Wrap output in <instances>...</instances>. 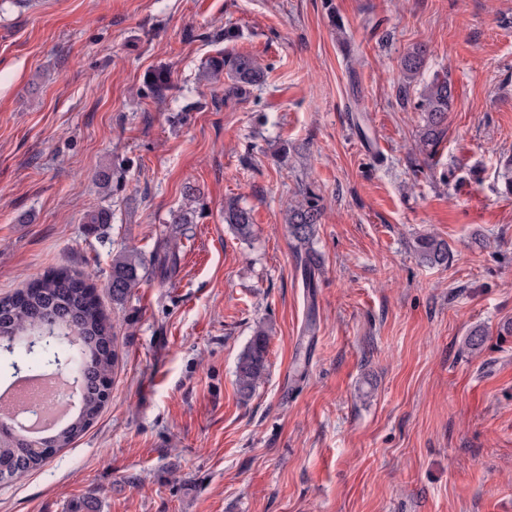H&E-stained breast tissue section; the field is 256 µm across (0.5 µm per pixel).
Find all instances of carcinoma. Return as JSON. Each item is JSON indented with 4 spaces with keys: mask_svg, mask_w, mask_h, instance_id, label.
<instances>
[{
    "mask_svg": "<svg viewBox=\"0 0 512 512\" xmlns=\"http://www.w3.org/2000/svg\"><path fill=\"white\" fill-rule=\"evenodd\" d=\"M428 50L417 44L400 59V94L409 101L410 88L419 86L413 109L420 113L422 125L418 131V150L426 158L434 156L440 141L447 134L448 112L454 102V90L448 77L433 75L429 81L418 84L427 64ZM267 67L257 58L244 53L226 54L220 50L209 57L203 67V78L211 85L229 81L224 97L245 98L265 80ZM150 93L159 98L169 88V75L163 70L148 80ZM186 203L171 218L173 224H191L197 213L200 194L189 187ZM321 198L313 189L302 191V199L288 204L284 217L288 235L295 242L297 257L306 287L313 285L320 260L312 248L316 224L322 215ZM84 223L91 229L111 223L107 208L86 214ZM224 223L239 238L252 236L251 209L236 198L224 201ZM418 257L430 265L448 263V244L435 236H422L414 245ZM177 266L175 249L170 241L158 243L152 268H147L141 255L134 250H118L112 254V302L124 303L147 271L161 276ZM90 276L55 271L31 283L12 295L0 297V349L8 354L15 349L25 350L31 361L41 369L55 370L65 363L83 377L81 403L77 411L53 434L38 441L21 439L0 422V483H8L22 474L40 470L47 459L67 447L98 417L112 388L118 354L113 326L97 302ZM53 325L60 335L35 345L43 329ZM270 329L265 325L255 328L248 345L241 353L235 371L236 389L240 397L249 399L268 368Z\"/></svg>",
    "mask_w": 512,
    "mask_h": 512,
    "instance_id": "carcinoma-1",
    "label": "carcinoma"
}]
</instances>
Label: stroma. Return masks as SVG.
<instances>
[{"label":"stroma","mask_w":512,"mask_h":512,"mask_svg":"<svg viewBox=\"0 0 512 512\" xmlns=\"http://www.w3.org/2000/svg\"><path fill=\"white\" fill-rule=\"evenodd\" d=\"M417 43L454 86L430 161L397 102ZM220 49L265 84L225 98L201 77ZM509 157L512 0H0V295L91 274L119 355L97 419L0 484V512H512ZM189 186L205 209L179 230ZM306 187L324 204L310 288L283 221ZM426 234L447 265L419 261ZM167 237L175 272L113 304V249ZM261 323L268 370L244 400ZM224 222L239 238L246 240L252 236L251 209L242 206L238 199L230 197L224 201ZM270 332L269 327L258 325L238 359L235 371L236 389L244 400L253 395L266 375Z\"/></svg>","instance_id":"1"}]
</instances>
